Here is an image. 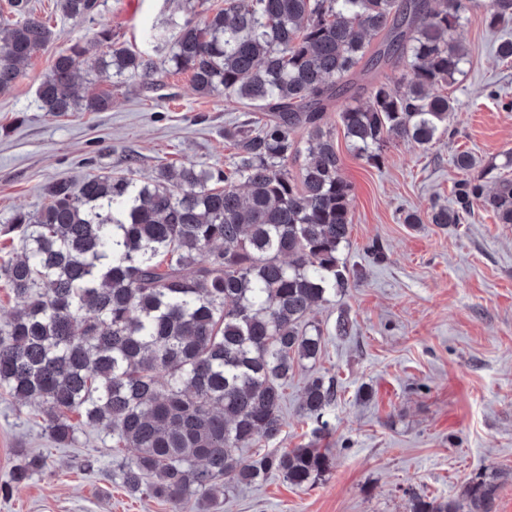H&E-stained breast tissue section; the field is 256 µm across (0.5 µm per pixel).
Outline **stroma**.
I'll return each instance as SVG.
<instances>
[{
	"instance_id": "1",
	"label": "stroma",
	"mask_w": 512,
	"mask_h": 512,
	"mask_svg": "<svg viewBox=\"0 0 512 512\" xmlns=\"http://www.w3.org/2000/svg\"><path fill=\"white\" fill-rule=\"evenodd\" d=\"M31 5L54 37L0 93V226L16 211L40 212L53 179L109 175L133 156L140 180L166 162L232 165L237 149L224 131L250 114L224 96L199 95L187 73H159L151 90L140 79L118 83L94 71L95 88L112 97L108 110H43L37 88L54 58L92 32L55 0ZM170 10L166 0H106L101 20L137 51L144 31ZM457 36L467 62L443 89L459 104L454 131L429 149L395 139L381 166H372L338 122L350 97L331 99L325 114L352 186V228L339 253L350 285L310 314L327 337L321 358L296 367L288 381L283 446L316 440L315 422L300 411L303 390L311 377L335 378L336 401L324 416L330 433L316 440L333 449L332 469L310 487L273 475L229 488L207 512H409L412 493L445 499L470 477L495 472L503 476L497 512H512V224L480 206L448 228L400 220L402 212L449 202L460 177L451 163L458 151L493 166L487 183L512 178L503 157L512 149V62L497 52L512 39V23L490 29L476 8ZM374 243L383 260L368 254ZM342 313L353 323L345 339L331 333ZM24 451L46 456L49 465L0 496V512H206L194 497L176 508L128 493L112 478L123 451L105 427L84 428L74 445L59 446L36 408L0 390V484Z\"/></svg>"
}]
</instances>
